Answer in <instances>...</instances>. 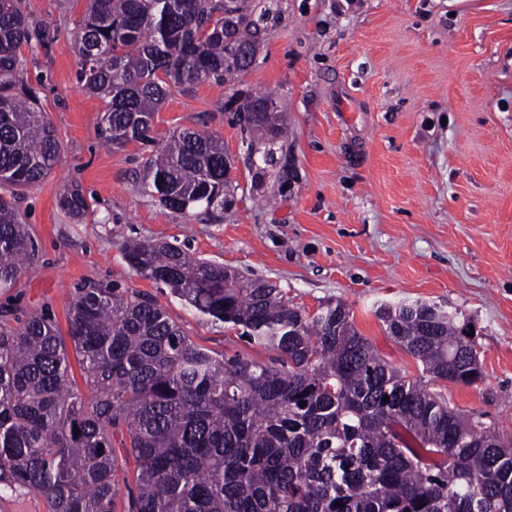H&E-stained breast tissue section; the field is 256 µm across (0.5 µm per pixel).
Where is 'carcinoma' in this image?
<instances>
[{
  "mask_svg": "<svg viewBox=\"0 0 512 512\" xmlns=\"http://www.w3.org/2000/svg\"><path fill=\"white\" fill-rule=\"evenodd\" d=\"M245 19L242 0L227 11L221 0H89L78 81L106 102L103 142L148 138L172 92L247 69L251 61L224 41V26ZM52 41L22 0H0V184L14 191L61 162L24 80L23 49ZM254 104L243 107L248 125L278 136L279 113ZM224 166L218 139L175 131L149 162L145 188L175 211L222 205ZM59 204L78 220L88 210L73 186ZM34 257L14 196L0 195V288ZM125 259L271 356L204 348L153 297L117 285L78 289L67 341L49 312L1 325L0 491L38 495L49 512H512V437L483 413L460 416L430 388L483 378L457 313L418 301L377 309L421 366L410 378L358 332L341 301L310 314L267 281L168 243H138ZM70 347L89 397L71 386Z\"/></svg>",
  "mask_w": 512,
  "mask_h": 512,
  "instance_id": "1",
  "label": "carcinoma"
}]
</instances>
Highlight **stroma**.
I'll return each instance as SVG.
<instances>
[{
  "mask_svg": "<svg viewBox=\"0 0 512 512\" xmlns=\"http://www.w3.org/2000/svg\"><path fill=\"white\" fill-rule=\"evenodd\" d=\"M55 33L27 51V78L56 129L62 161L16 198L36 245L0 323L49 311L67 331L77 288L120 284L153 295L199 345L257 361L267 352L144 279L127 247L168 242L276 284L313 313L341 301L356 328L414 377L382 304L458 310L474 330L483 379L442 383L451 407L486 413L512 435V0H244L258 27L251 66L224 85L168 98L152 139L107 147L104 101L78 81L77 25L87 0H23ZM268 96L283 133L254 138L239 104ZM212 133L231 158L224 204L163 206L141 188L177 129ZM83 190L88 212L58 204ZM59 204L68 214L78 220L82 219L88 210L83 193L73 186L64 190L59 198Z\"/></svg>",
  "mask_w": 512,
  "mask_h": 512,
  "instance_id": "1",
  "label": "stroma"
}]
</instances>
